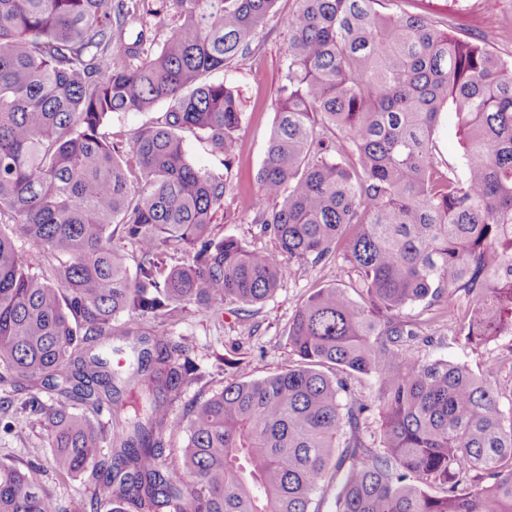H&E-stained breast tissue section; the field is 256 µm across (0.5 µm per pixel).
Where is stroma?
I'll return each mask as SVG.
<instances>
[{
    "mask_svg": "<svg viewBox=\"0 0 512 512\" xmlns=\"http://www.w3.org/2000/svg\"><path fill=\"white\" fill-rule=\"evenodd\" d=\"M400 6L424 15L461 39L484 41L495 54L512 62V0H500L493 10L484 0H401ZM293 8V0H278L252 55L236 68L211 75L212 81L237 90L243 111L239 149L228 177L224 206L214 216V232L234 237L251 249L274 246L272 237L251 218L259 198L256 176L275 122L272 101L281 82V59L289 37L285 20ZM347 282L342 264L330 261L300 266L272 298L247 311L224 305L206 315L186 310L165 320L162 330L172 343L188 347L195 372L172 405L181 426L164 434V458L180 460L186 443L183 425L196 404L221 391L232 379L264 377L295 363L287 339L296 307L313 289L340 287ZM404 314L424 329V339L410 343L411 349L424 357L465 363L478 372L497 358L512 355L510 335L480 346L467 343L448 319L447 299L410 306ZM2 398L9 399L10 405L0 406V462L18 467L38 463L42 484L62 512H92L93 483L56 469L43 421L24 406L27 392L2 386Z\"/></svg>",
    "mask_w": 512,
    "mask_h": 512,
    "instance_id": "obj_1",
    "label": "stroma"
}]
</instances>
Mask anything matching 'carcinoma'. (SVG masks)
I'll list each match as a JSON object with an SVG mask.
<instances>
[{
    "label": "carcinoma",
    "instance_id": "cac0c4a2",
    "mask_svg": "<svg viewBox=\"0 0 512 512\" xmlns=\"http://www.w3.org/2000/svg\"><path fill=\"white\" fill-rule=\"evenodd\" d=\"M276 3L0 0V221L16 228L0 229V384L30 392L57 469L88 478L112 512H311L340 472L332 512H512L507 360L477 374L425 359L403 314L446 292L469 342L512 335V64L383 0H295L257 174L270 206L252 218L275 248L248 249L213 234L243 112L236 90L205 76L253 53ZM171 8L179 24L157 49L154 21ZM160 103L124 141L104 130ZM447 116L458 170L437 159ZM185 131L223 155L224 173L194 167ZM330 260L350 283L296 309L297 364L200 403L182 460L166 463L188 372L174 354L187 349L116 321L243 309L273 297L293 263ZM114 336L136 354L122 389L104 357ZM361 376L378 385L370 404L354 394ZM51 391L66 401L46 406ZM105 405L109 460L87 415ZM0 512L61 510L39 466L0 463ZM165 109L166 106L164 104H159L149 112L114 114L107 120V127L112 130V132L120 130L129 131L142 128L150 125L152 121L160 115V112H164Z\"/></svg>",
    "mask_w": 512,
    "mask_h": 512
}]
</instances>
